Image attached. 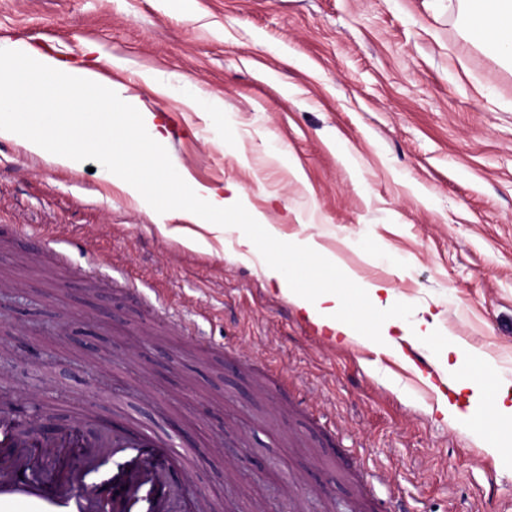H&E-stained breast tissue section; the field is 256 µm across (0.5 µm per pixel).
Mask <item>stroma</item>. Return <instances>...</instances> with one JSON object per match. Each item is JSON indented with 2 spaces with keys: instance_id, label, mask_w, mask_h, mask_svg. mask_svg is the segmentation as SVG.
<instances>
[{
  "instance_id": "1",
  "label": "stroma",
  "mask_w": 512,
  "mask_h": 512,
  "mask_svg": "<svg viewBox=\"0 0 512 512\" xmlns=\"http://www.w3.org/2000/svg\"><path fill=\"white\" fill-rule=\"evenodd\" d=\"M26 43L98 47L183 188L240 185L292 276L388 283L441 327L337 342L268 280L267 245L2 136L0 402L190 438L183 492L223 512H351L358 473L377 512H512V459L444 420L410 358L460 340L512 384V64L459 0H0V51Z\"/></svg>"
}]
</instances>
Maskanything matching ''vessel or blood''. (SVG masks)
<instances>
[{
	"label": "vessel or blood",
	"instance_id": "b4317fda",
	"mask_svg": "<svg viewBox=\"0 0 512 512\" xmlns=\"http://www.w3.org/2000/svg\"><path fill=\"white\" fill-rule=\"evenodd\" d=\"M186 457L149 429L89 436L82 422L31 438L0 408V512H205L178 500Z\"/></svg>",
	"mask_w": 512,
	"mask_h": 512
}]
</instances>
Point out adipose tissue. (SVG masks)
I'll return each mask as SVG.
<instances>
[{
  "mask_svg": "<svg viewBox=\"0 0 512 512\" xmlns=\"http://www.w3.org/2000/svg\"><path fill=\"white\" fill-rule=\"evenodd\" d=\"M467 14L474 36L497 55L512 59V0H467ZM93 115L104 122L108 135L71 139L70 130L85 125ZM0 136L21 138L30 151L72 167L80 164L85 153H97L111 160L113 181L134 197L183 206L211 224L237 225V244L243 251L255 252L261 241L271 249L279 243L275 229L261 215L247 211L237 186L225 193L204 187L183 191L176 176L157 179V172L168 171L170 163L163 148L165 138L152 123L150 112L121 89L101 84L89 67L60 62L32 47L1 57ZM116 138L122 143L118 150L112 144ZM258 226L264 231L260 239L254 234ZM265 274L333 338L360 336L370 343L388 344L394 340V331L404 326L394 314L395 291L386 284L362 283L348 275L340 290L300 287L273 256L266 261ZM349 289L356 292L352 309L345 298ZM442 355L460 369L454 390L467 392L470 405L463 410L445 400L440 411L460 421L483 416L493 428L491 452L511 456L512 389L489 391L482 373L467 370L473 353L459 342L449 344Z\"/></svg>",
  "mask_w": 512,
  "mask_h": 512,
  "instance_id": "ef3b65f1",
  "label": "adipose tissue"
}]
</instances>
